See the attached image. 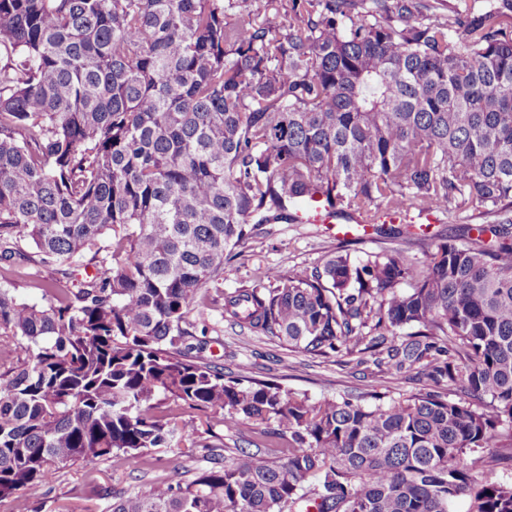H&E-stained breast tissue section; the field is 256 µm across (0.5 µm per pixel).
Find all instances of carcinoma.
Here are the masks:
<instances>
[{
	"instance_id": "1",
	"label": "carcinoma",
	"mask_w": 512,
	"mask_h": 512,
	"mask_svg": "<svg viewBox=\"0 0 512 512\" xmlns=\"http://www.w3.org/2000/svg\"><path fill=\"white\" fill-rule=\"evenodd\" d=\"M0 0V262L52 271L38 306L0 289V503L100 458L155 465L208 448L187 483L115 495L111 512H512V483L464 456L512 448V219L304 275L271 268L224 296L230 321L315 356L341 351L437 390L312 400L202 356L187 319L226 256L314 195L384 240L393 218L458 197L512 209V34L417 15L415 0ZM92 267L77 277L73 268ZM407 330L400 343L386 334ZM490 398L485 403L483 399ZM172 400L263 447L216 444ZM490 457L488 450H478L476 452L467 453L464 456V462L473 475H490L494 480L512 483V469H502L500 467L492 469Z\"/></svg>"
}]
</instances>
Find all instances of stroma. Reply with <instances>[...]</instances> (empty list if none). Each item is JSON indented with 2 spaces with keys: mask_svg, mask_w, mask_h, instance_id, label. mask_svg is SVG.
I'll list each match as a JSON object with an SVG mask.
<instances>
[{
  "mask_svg": "<svg viewBox=\"0 0 512 512\" xmlns=\"http://www.w3.org/2000/svg\"><path fill=\"white\" fill-rule=\"evenodd\" d=\"M434 14L451 17L457 14L476 16L498 8L504 28L512 32V0H426ZM483 208L470 201L456 199L452 210L440 214L430 225L431 231L447 233L455 243H463L465 228L487 223ZM338 240L335 231L322 224H266L236 249V255L224 264V277L203 290L201 302L192 304L189 320L206 322L210 342L205 358L234 371L247 367L252 375L274 378L283 389L319 400L344 395L357 396L378 389L399 397L444 391L449 400L464 401L468 395L459 382L446 380L441 384L424 376H398L373 363L357 364L355 357L338 353L317 357L287 347L266 337L241 330L223 315L226 293L259 284L263 272L270 267L301 275L322 265L324 258L335 252ZM160 464L144 470L134 461L100 459L63 470L46 489L36 507L38 512H54L57 504H67L72 512H107L116 490L148 491L166 487L177 480L193 479L208 465L203 450L183 455L180 449L159 451Z\"/></svg>",
  "mask_w": 512,
  "mask_h": 512,
  "instance_id": "1",
  "label": "stroma"
}]
</instances>
